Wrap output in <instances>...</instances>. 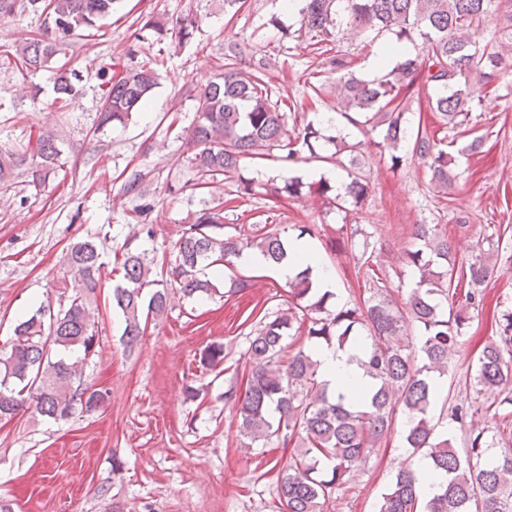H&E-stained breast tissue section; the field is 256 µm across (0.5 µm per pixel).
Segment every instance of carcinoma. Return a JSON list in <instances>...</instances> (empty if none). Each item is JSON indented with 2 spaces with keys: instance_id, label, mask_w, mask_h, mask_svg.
Masks as SVG:
<instances>
[{
  "instance_id": "cac0c4a2",
  "label": "carcinoma",
  "mask_w": 512,
  "mask_h": 512,
  "mask_svg": "<svg viewBox=\"0 0 512 512\" xmlns=\"http://www.w3.org/2000/svg\"><path fill=\"white\" fill-rule=\"evenodd\" d=\"M300 16L298 36L312 41L317 56L336 71V100L340 114L352 125L376 131L373 142L390 167H399L410 154L431 171L430 185L448 191L455 157L422 128L408 125L407 103L417 86H431V111L445 127L456 129L471 121L470 76L479 73L483 84L500 78L503 57L496 45L477 46L465 33L501 14L512 20V0H295ZM115 0H28L45 15L36 38L21 49H0V60L18 70L48 69L61 47L80 31L101 27ZM368 32H389L399 42L420 40L425 54L407 56L384 68L381 77L364 81L350 72L354 59L325 56L323 48L344 38L357 40ZM100 124L123 125L145 108L156 85L151 60L128 65L106 80ZM58 100L76 94L68 70L55 72ZM285 103L272 100L262 68L242 69L234 56L226 61L198 93L197 119L185 131L184 144L203 175L237 181V196L253 191L240 175L244 159L264 160L278 150V161L294 165L303 160L343 164L359 144L341 135L326 136L309 122L297 135L287 128ZM335 151L321 154L322 143ZM38 158L32 178L42 182L55 169L59 151L54 134L38 130L30 144ZM22 163L16 154L0 152V185L9 182ZM345 196L335 195L336 209L345 199L353 207L364 204L367 174L356 159L346 168ZM275 198H294L303 191L323 198L332 191L325 180L305 182L299 176L264 185ZM224 210L217 206L197 211L174 246V260L159 269L128 241L122 246L118 272L122 283L113 288L112 305L120 310L123 341L132 349L145 332L142 324L168 312L172 295L187 298L215 291L205 270L226 267L246 250H258L278 262L285 255L287 237L280 227H257L252 234L224 233ZM374 233L361 224H342L328 236L331 256H352L369 297L361 303L338 305L332 295L312 287L302 270L288 281L293 306L278 310L260 324L246 351L250 372L244 392L231 387L224 398L235 402L239 433L252 441H271L301 452L282 468L279 484L284 512H324L333 491L349 481L351 472L376 447L396 420L406 415L403 440L411 455L426 461L438 478L433 492L420 497L410 469L397 473L382 494L379 512H512V452L495 451L484 429L470 428L465 452L452 444L434 423L436 393L433 382L447 373L451 356L471 321L470 311L484 306L481 287L495 266L512 264L488 236V248L459 259L448 234L437 224H415L405 250V269L386 267L377 259ZM101 255L91 241H78L62 257L63 287L57 304L42 303L17 321L13 336L0 347V416L13 418L28 403L42 416L67 421L78 410L94 411L105 403L108 390L84 379L87 362L97 355L98 331L94 311L101 288ZM414 277L403 303L389 294L401 288L406 272ZM152 288L149 298L143 290ZM300 347L292 352L295 343ZM349 345L360 349L356 358L370 378L363 399L333 395L319 380L316 347ZM512 382V312L501 315L496 335L484 343L473 374L474 387L491 391Z\"/></svg>"
}]
</instances>
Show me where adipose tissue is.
<instances>
[{
    "label": "adipose tissue",
    "mask_w": 512,
    "mask_h": 512,
    "mask_svg": "<svg viewBox=\"0 0 512 512\" xmlns=\"http://www.w3.org/2000/svg\"><path fill=\"white\" fill-rule=\"evenodd\" d=\"M239 265L271 272L279 281L293 278L302 269H310L313 283L320 292L333 293L337 290L336 277L329 269L321 251L307 238H290L284 259L274 262L257 252H245L238 257ZM356 348L337 349L321 346L316 352L319 375L328 385L331 393H345L367 385L368 379L355 360Z\"/></svg>",
    "instance_id": "adipose-tissue-1"
}]
</instances>
